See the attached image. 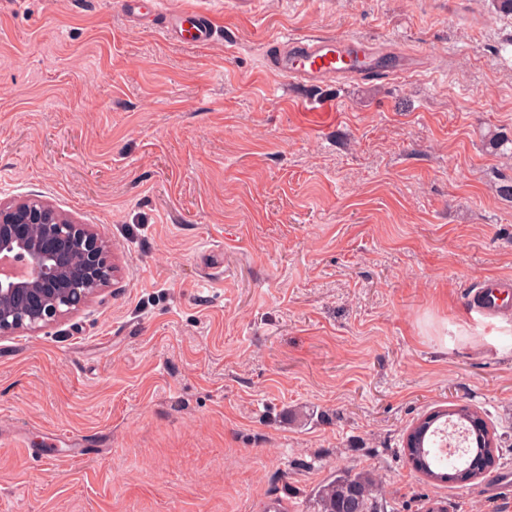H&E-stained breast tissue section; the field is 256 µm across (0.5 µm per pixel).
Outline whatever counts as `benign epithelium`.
<instances>
[{
    "label": "benign epithelium",
    "instance_id": "1",
    "mask_svg": "<svg viewBox=\"0 0 512 512\" xmlns=\"http://www.w3.org/2000/svg\"><path fill=\"white\" fill-rule=\"evenodd\" d=\"M0 256L18 257L25 278L0 276V337L45 328L87 306L116 272L109 242L47 201H0Z\"/></svg>",
    "mask_w": 512,
    "mask_h": 512
}]
</instances>
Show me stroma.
Returning a JSON list of instances; mask_svg holds the SVG:
<instances>
[{
	"label": "stroma",
	"mask_w": 512,
	"mask_h": 512,
	"mask_svg": "<svg viewBox=\"0 0 512 512\" xmlns=\"http://www.w3.org/2000/svg\"><path fill=\"white\" fill-rule=\"evenodd\" d=\"M173 11L221 29L163 37ZM286 31L426 65L292 83ZM511 37L498 0H0V198L97 225L119 267L0 337V512H315L347 471L380 512H512L402 451L467 406L512 466V314L474 304L512 279Z\"/></svg>",
	"instance_id": "35a3bbf8"
}]
</instances>
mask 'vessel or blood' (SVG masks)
Wrapping results in <instances>:
<instances>
[{
    "mask_svg": "<svg viewBox=\"0 0 512 512\" xmlns=\"http://www.w3.org/2000/svg\"><path fill=\"white\" fill-rule=\"evenodd\" d=\"M166 36L197 46L208 44L217 31V23L197 13L168 14L163 27ZM386 47L360 37L293 36L283 34L270 44V69L288 81L304 84L333 83L342 80L391 78L407 72L408 63L390 69H378L372 62L386 55ZM512 296V280L498 279L478 292L485 310H500Z\"/></svg>",
    "mask_w": 512,
    "mask_h": 512,
    "instance_id": "obj_1",
    "label": "vessel or blood"
}]
</instances>
